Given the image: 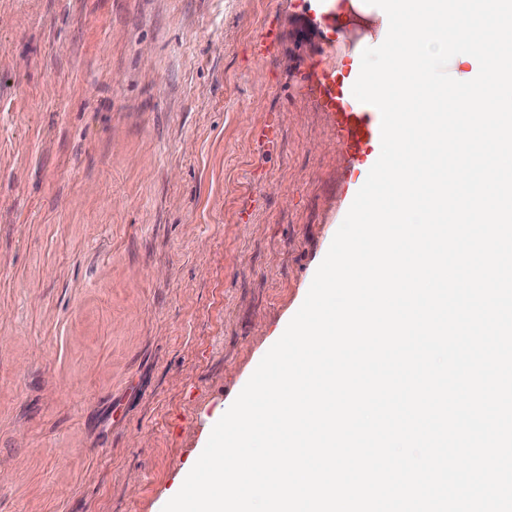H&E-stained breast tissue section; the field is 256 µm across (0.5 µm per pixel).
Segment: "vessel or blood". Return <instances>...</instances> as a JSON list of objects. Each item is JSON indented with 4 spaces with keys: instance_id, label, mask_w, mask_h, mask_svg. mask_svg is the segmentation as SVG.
<instances>
[{
    "instance_id": "b4317fda",
    "label": "vessel or blood",
    "mask_w": 512,
    "mask_h": 512,
    "mask_svg": "<svg viewBox=\"0 0 512 512\" xmlns=\"http://www.w3.org/2000/svg\"><path fill=\"white\" fill-rule=\"evenodd\" d=\"M329 111L335 112L345 150L354 158L377 161L381 144V117L378 109L356 107L345 98L343 83L328 79L322 93Z\"/></svg>"
}]
</instances>
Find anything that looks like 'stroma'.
Returning <instances> with one entry per match:
<instances>
[{
  "label": "stroma",
  "mask_w": 512,
  "mask_h": 512,
  "mask_svg": "<svg viewBox=\"0 0 512 512\" xmlns=\"http://www.w3.org/2000/svg\"><path fill=\"white\" fill-rule=\"evenodd\" d=\"M340 53L308 0H0V512L183 484L363 185ZM344 77L336 80L332 76L321 93L324 104L330 112H335L345 150L354 158L377 161L378 147L381 145V117L377 108L355 107L345 98Z\"/></svg>",
  "instance_id": "obj_1"
}]
</instances>
